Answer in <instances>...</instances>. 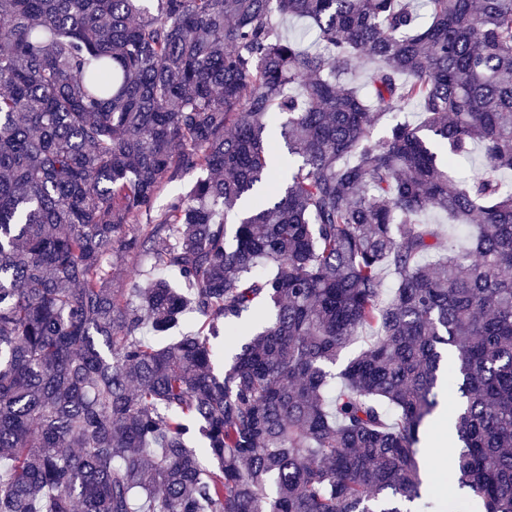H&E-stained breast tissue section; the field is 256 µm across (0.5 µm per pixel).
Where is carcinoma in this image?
<instances>
[{
    "label": "carcinoma",
    "mask_w": 512,
    "mask_h": 512,
    "mask_svg": "<svg viewBox=\"0 0 512 512\" xmlns=\"http://www.w3.org/2000/svg\"><path fill=\"white\" fill-rule=\"evenodd\" d=\"M506 170L512 0H0V512H512ZM150 268V259L144 253L130 252L126 253L122 264L112 268V288H128L129 272L132 269L147 271ZM447 434H448V419L446 417H441L435 426V435L431 440V444L427 449L429 455L433 456L436 454V448H439V444L446 440L447 443ZM441 456H445V470L446 472V461H447V471L452 466V458L454 456V448H451L448 451V446L446 448H439Z\"/></svg>",
    "instance_id": "cac0c4a2"
}]
</instances>
